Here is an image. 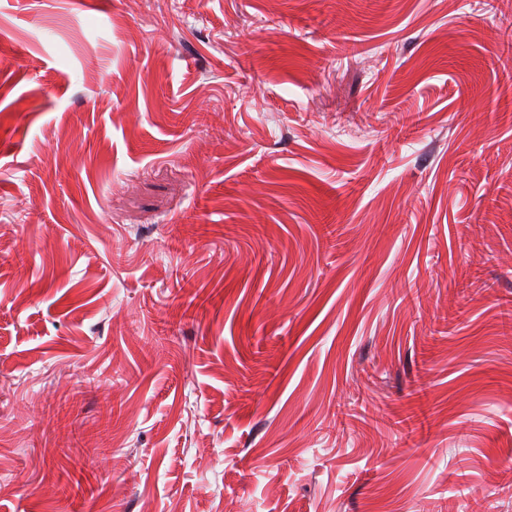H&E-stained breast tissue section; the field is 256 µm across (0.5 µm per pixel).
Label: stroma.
I'll list each match as a JSON object with an SVG mask.
<instances>
[{
  "mask_svg": "<svg viewBox=\"0 0 512 512\" xmlns=\"http://www.w3.org/2000/svg\"><path fill=\"white\" fill-rule=\"evenodd\" d=\"M0 232V512H512V0H0Z\"/></svg>",
  "mask_w": 512,
  "mask_h": 512,
  "instance_id": "stroma-1",
  "label": "stroma"
}]
</instances>
